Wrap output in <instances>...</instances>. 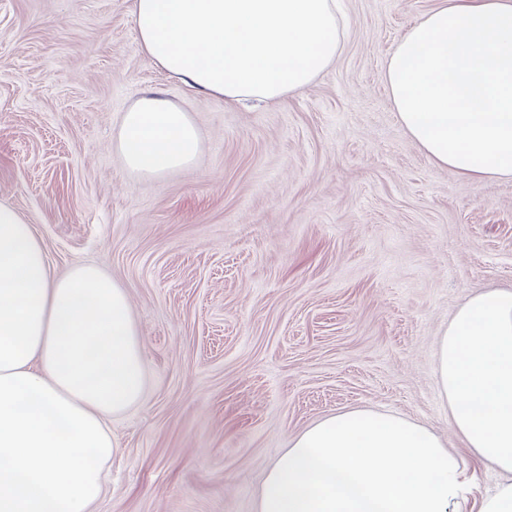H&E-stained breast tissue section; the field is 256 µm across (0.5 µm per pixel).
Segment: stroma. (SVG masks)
I'll use <instances>...</instances> for the list:
<instances>
[{
    "label": "stroma",
    "mask_w": 512,
    "mask_h": 512,
    "mask_svg": "<svg viewBox=\"0 0 512 512\" xmlns=\"http://www.w3.org/2000/svg\"><path fill=\"white\" fill-rule=\"evenodd\" d=\"M438 0H343V50L308 88L225 106L141 50L131 0H0V200L51 270L125 289L145 387L113 416L95 512H257L292 438L352 409L455 436L436 341L478 288L512 289V181L437 167L384 83L395 43ZM158 90L199 130L158 178L113 147Z\"/></svg>",
    "instance_id": "stroma-1"
}]
</instances>
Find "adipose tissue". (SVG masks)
I'll list each match as a JSON object with an SVG mask.
<instances>
[{"label":"adipose tissue","mask_w":512,"mask_h":512,"mask_svg":"<svg viewBox=\"0 0 512 512\" xmlns=\"http://www.w3.org/2000/svg\"><path fill=\"white\" fill-rule=\"evenodd\" d=\"M336 0H133L143 52L232 105L311 85L340 48ZM385 85L410 138L473 182L512 180V0H443L397 43ZM187 112L149 91L122 115L126 167L158 177L200 153ZM145 375L128 296L93 265L54 274L0 201V512H93L109 422ZM453 431L498 481L469 504L460 461L418 424L355 409L294 437L258 512H512V289L474 293L436 342Z\"/></svg>","instance_id":"1"}]
</instances>
